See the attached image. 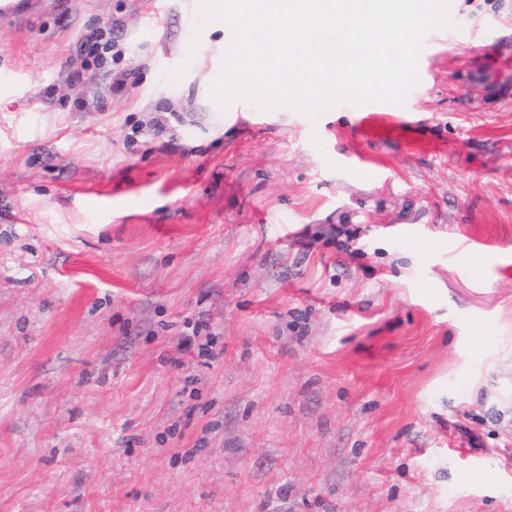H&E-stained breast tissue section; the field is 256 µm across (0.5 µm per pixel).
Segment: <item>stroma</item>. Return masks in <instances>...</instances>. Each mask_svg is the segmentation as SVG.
Listing matches in <instances>:
<instances>
[{"instance_id": "1", "label": "stroma", "mask_w": 512, "mask_h": 512, "mask_svg": "<svg viewBox=\"0 0 512 512\" xmlns=\"http://www.w3.org/2000/svg\"><path fill=\"white\" fill-rule=\"evenodd\" d=\"M198 5L0 25V512H512V0L314 122L212 101ZM115 17L132 84L76 110ZM216 328L210 324L208 321H199L193 327V336H183L178 343V348L182 349L183 347H190L192 343L195 341V338L198 337L202 330L206 331V344L199 345V356L200 357H211L212 352L209 349L211 344V339L213 336H217Z\"/></svg>"}]
</instances>
